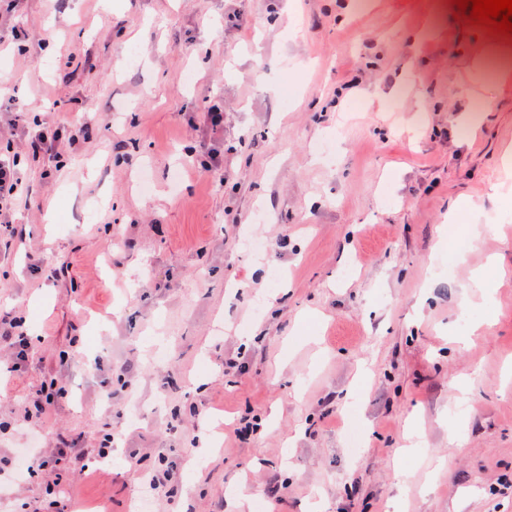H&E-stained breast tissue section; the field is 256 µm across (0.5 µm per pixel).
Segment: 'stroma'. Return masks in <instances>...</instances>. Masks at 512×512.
<instances>
[{
  "label": "stroma",
  "instance_id": "35a3bbf8",
  "mask_svg": "<svg viewBox=\"0 0 512 512\" xmlns=\"http://www.w3.org/2000/svg\"><path fill=\"white\" fill-rule=\"evenodd\" d=\"M449 0H22L0 89L93 128L23 159L0 238V512H44L79 436L73 512H512V38ZM139 48L136 65L126 53ZM496 102L482 125L457 116ZM224 125L203 122L213 106ZM264 223H255L257 212ZM479 233L458 255L444 226ZM257 236L263 250L248 251ZM57 278L49 279L45 270ZM486 275L488 289L473 287ZM237 358L243 370L228 368ZM467 381L457 399L451 384ZM65 388L50 415L33 401ZM223 417L221 445L196 448ZM461 435L448 442V428ZM249 438H235V427ZM122 444L98 458L105 433ZM177 466L178 483L150 475ZM15 319L7 320L6 317L0 319V341L6 343L13 349L15 362L10 368L11 371H16L15 365L19 362H25L27 359V346L21 334H16L14 329L18 327Z\"/></svg>",
  "mask_w": 512,
  "mask_h": 512
}]
</instances>
